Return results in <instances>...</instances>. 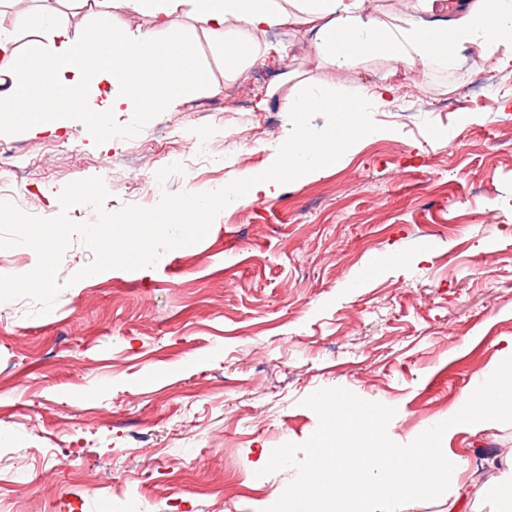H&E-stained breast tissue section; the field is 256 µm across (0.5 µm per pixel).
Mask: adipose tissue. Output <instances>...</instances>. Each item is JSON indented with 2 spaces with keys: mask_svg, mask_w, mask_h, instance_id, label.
<instances>
[{
  "mask_svg": "<svg viewBox=\"0 0 512 512\" xmlns=\"http://www.w3.org/2000/svg\"><path fill=\"white\" fill-rule=\"evenodd\" d=\"M13 10L11 30L0 29V125H62L73 114L108 126L115 112H169L193 98L200 89L192 34L179 32L159 40L155 30L168 25L178 12L188 15L223 52L228 64L263 59L268 46L258 43L257 32L295 24L314 34L312 53L336 70L353 68L366 55L381 54L398 70L455 63L459 47L479 49L499 67L512 66V0H458L454 18L445 25L428 21L442 0H420L422 14L406 25H390L370 8V0H68L73 9L87 11L88 32L71 31L62 19L43 22L24 7V0H0ZM151 15L155 27L137 33L116 30L115 12ZM116 35L117 40L87 61L89 32ZM29 37L26 52H19L18 34ZM394 85L380 86L359 97H323L290 93L280 109L291 116L306 112H333L334 128L312 138L296 130L273 166L240 176L235 193L251 200L269 199L281 178H303L335 166L337 143L354 146L346 133L347 117L366 111L368 104L384 102ZM32 96L42 103L38 112L11 111L14 98ZM79 99L80 110L66 107Z\"/></svg>",
  "mask_w": 512,
  "mask_h": 512,
  "instance_id": "ef3b65f1",
  "label": "adipose tissue"
}]
</instances>
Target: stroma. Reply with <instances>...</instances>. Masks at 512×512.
Returning a JSON list of instances; mask_svg holds the SVG:
<instances>
[{
	"label": "stroma",
	"instance_id": "35a3bbf8",
	"mask_svg": "<svg viewBox=\"0 0 512 512\" xmlns=\"http://www.w3.org/2000/svg\"><path fill=\"white\" fill-rule=\"evenodd\" d=\"M257 39L273 53L237 77L197 35L195 98L155 117L112 115L144 139L166 131L173 153L208 141L168 192L213 191L271 164L293 129L268 93L285 69V94L355 95L391 78L414 84L416 102L449 105L421 118L401 95L370 108L371 136L334 168L284 178L272 199L231 202L203 240L155 267L73 281L93 260L76 238L51 312L0 302V479L15 512H265L296 472L261 468L318 427L305 398L340 387L393 407L387 434L405 445L487 378L512 338V72L482 99L472 83L497 71L471 49L457 67L402 76L380 55L336 71L301 26ZM0 144L30 160L13 203L43 218L67 184L129 152L78 115L56 129L0 127ZM450 447L476 477L461 510L450 491L401 512H493L485 490L512 457V424L456 434ZM43 471L46 503L31 495Z\"/></svg>",
	"mask_w": 512,
	"mask_h": 512
}]
</instances>
